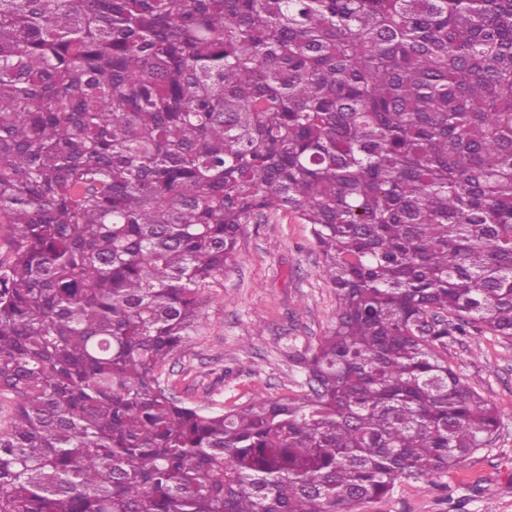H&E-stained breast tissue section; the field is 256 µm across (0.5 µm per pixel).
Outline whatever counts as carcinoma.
I'll return each instance as SVG.
<instances>
[{"mask_svg": "<svg viewBox=\"0 0 512 512\" xmlns=\"http://www.w3.org/2000/svg\"><path fill=\"white\" fill-rule=\"evenodd\" d=\"M336 289L297 397L161 386L243 225ZM0 512H350L498 429L448 337L512 339V0H0Z\"/></svg>", "mask_w": 512, "mask_h": 512, "instance_id": "cac0c4a2", "label": "carcinoma"}]
</instances>
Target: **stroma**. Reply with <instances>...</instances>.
<instances>
[{
    "label": "stroma",
    "instance_id": "obj_1",
    "mask_svg": "<svg viewBox=\"0 0 512 512\" xmlns=\"http://www.w3.org/2000/svg\"><path fill=\"white\" fill-rule=\"evenodd\" d=\"M309 225L278 212L245 224L236 262L205 288L196 331L160 378L190 406L228 409L301 393L290 360L333 327L336 293ZM448 362L499 413L491 443L437 484L408 481L352 512H512V340L488 332L448 342Z\"/></svg>",
    "mask_w": 512,
    "mask_h": 512
}]
</instances>
